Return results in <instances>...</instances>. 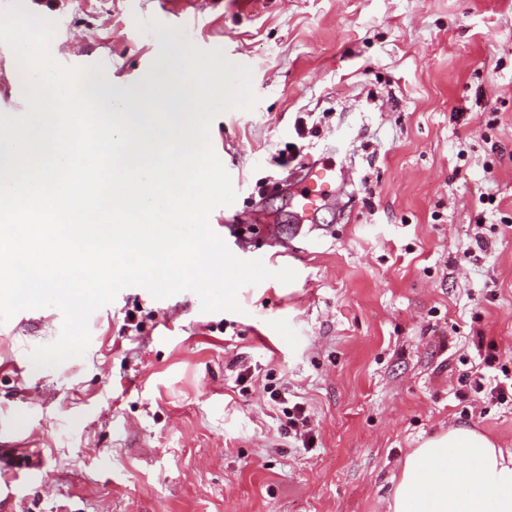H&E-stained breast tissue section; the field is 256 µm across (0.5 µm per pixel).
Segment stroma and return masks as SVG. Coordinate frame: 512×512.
I'll list each match as a JSON object with an SVG mask.
<instances>
[{
	"label": "stroma",
	"instance_id": "stroma-1",
	"mask_svg": "<svg viewBox=\"0 0 512 512\" xmlns=\"http://www.w3.org/2000/svg\"><path fill=\"white\" fill-rule=\"evenodd\" d=\"M24 5L82 47L76 67L108 63L122 101L168 50L141 19L248 68L255 107L210 124L237 192L211 229L297 277L241 287L237 313L124 288L54 368L31 355L57 308L0 323V512H388L442 429L512 452V401L464 384L512 373V0H222L192 24L165 0ZM21 76L0 42V113L26 111ZM333 144L345 195L299 234L273 158ZM297 402L306 443L280 427Z\"/></svg>",
	"mask_w": 512,
	"mask_h": 512
}]
</instances>
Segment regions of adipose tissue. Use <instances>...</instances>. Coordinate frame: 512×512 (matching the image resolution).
<instances>
[{"label":"adipose tissue","mask_w":512,"mask_h":512,"mask_svg":"<svg viewBox=\"0 0 512 512\" xmlns=\"http://www.w3.org/2000/svg\"><path fill=\"white\" fill-rule=\"evenodd\" d=\"M389 512H512V452L458 426L406 456Z\"/></svg>","instance_id":"1"}]
</instances>
